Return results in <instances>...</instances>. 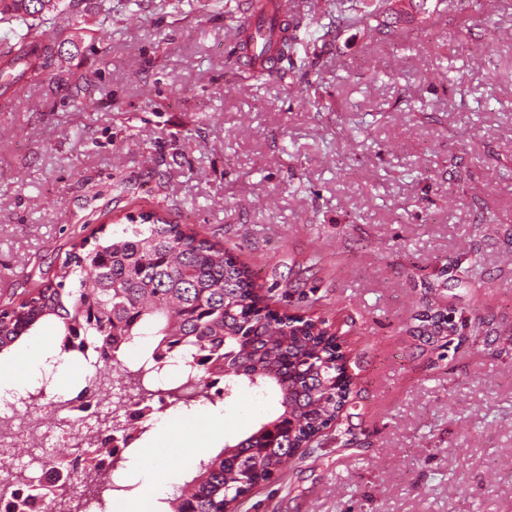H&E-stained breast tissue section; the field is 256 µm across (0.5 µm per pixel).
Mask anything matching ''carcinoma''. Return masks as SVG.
Masks as SVG:
<instances>
[{"label": "carcinoma", "instance_id": "1", "mask_svg": "<svg viewBox=\"0 0 512 512\" xmlns=\"http://www.w3.org/2000/svg\"><path fill=\"white\" fill-rule=\"evenodd\" d=\"M62 0H0V23H17L0 40L5 68L27 74L51 71L60 48L43 40L39 28ZM389 0H335L320 16L319 7L288 0V38L277 45L283 60L310 54L324 36L350 27L371 38L398 35L379 20ZM328 22H323V19ZM480 255L458 257L448 266L462 283L478 279ZM57 280L18 305L0 309V353L49 319L61 323L60 354L97 353L112 367L118 355L141 336L154 343L139 374L150 373L174 351L194 364L199 398L224 377L225 370L248 386L269 390L278 408L245 438L224 446L196 475L166 499L171 512H224L226 504L246 499L250 489L283 469V458L309 444L336 421L349 394L343 381L346 355L324 322L273 313L260 306L256 284L230 249L198 231L155 213L112 235L84 239L73 247ZM432 316L422 336H455L467 322L448 309L426 305Z\"/></svg>", "mask_w": 512, "mask_h": 512}]
</instances>
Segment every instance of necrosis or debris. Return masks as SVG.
<instances>
[{"instance_id": "1", "label": "necrosis or debris", "mask_w": 512, "mask_h": 512, "mask_svg": "<svg viewBox=\"0 0 512 512\" xmlns=\"http://www.w3.org/2000/svg\"><path fill=\"white\" fill-rule=\"evenodd\" d=\"M188 370L186 359H168L141 386L128 382L124 370L105 372L102 387L111 397L105 411L94 412L74 400H63L43 384L14 392L19 411L0 412V507L43 512L41 499L51 495L56 499V512H109L114 488L122 479L120 474L97 467L88 449L101 447L111 435L125 438L132 413H142L148 421L170 409L182 411V404L173 403L167 391L179 385ZM48 411L57 416L50 430L43 420ZM50 436L71 451L66 465L71 489L66 493L58 492L43 476L46 451L36 442Z\"/></svg>"}]
</instances>
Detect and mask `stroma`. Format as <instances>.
I'll return each instance as SVG.
<instances>
[{"label": "stroma", "mask_w": 512, "mask_h": 512, "mask_svg": "<svg viewBox=\"0 0 512 512\" xmlns=\"http://www.w3.org/2000/svg\"><path fill=\"white\" fill-rule=\"evenodd\" d=\"M226 0L60 6L53 77L0 97V306L36 295L73 244L155 212L230 246L270 309L325 320L349 360L339 426L239 512H512V0H395L403 38L328 37L257 82L233 61ZM498 46L493 61L479 47ZM313 83L333 106L304 102ZM475 250L483 276L444 281ZM436 303L495 319L459 347L412 335ZM225 442L276 412L237 385ZM189 416L147 432L123 470L199 464Z\"/></svg>", "instance_id": "obj_1"}]
</instances>
